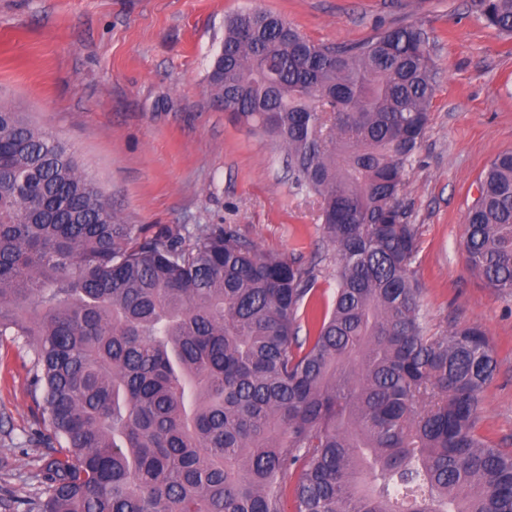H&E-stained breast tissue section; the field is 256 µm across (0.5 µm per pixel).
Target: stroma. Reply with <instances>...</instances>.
<instances>
[{
	"label": "stroma",
	"mask_w": 512,
	"mask_h": 512,
	"mask_svg": "<svg viewBox=\"0 0 512 512\" xmlns=\"http://www.w3.org/2000/svg\"><path fill=\"white\" fill-rule=\"evenodd\" d=\"M281 15L316 43L401 24L425 28L438 72L403 207L418 230L415 277L428 325L482 326L497 369L478 433L512 451V298L463 248L490 161L512 152V37L470 0H0V99L69 142L123 223L152 234L219 224L261 252L315 266L316 298L336 288V252L318 203L297 186L279 142L235 122L206 88L226 17ZM29 354L0 337V512L38 491L50 458Z\"/></svg>",
	"instance_id": "obj_1"
}]
</instances>
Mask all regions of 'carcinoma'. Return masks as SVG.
Listing matches in <instances>:
<instances>
[{"label": "carcinoma", "mask_w": 512, "mask_h": 512, "mask_svg": "<svg viewBox=\"0 0 512 512\" xmlns=\"http://www.w3.org/2000/svg\"><path fill=\"white\" fill-rule=\"evenodd\" d=\"M512 36V0H471ZM436 71L428 33L315 43L225 19L210 94L287 150L336 249L314 267L216 226L123 224L62 139L0 103V336L27 347L59 446L24 512H512V452L477 433L497 361L477 325L431 332L402 206ZM463 247L512 296V152L486 168ZM314 334L299 339L303 321Z\"/></svg>", "instance_id": "cac0c4a2"}]
</instances>
